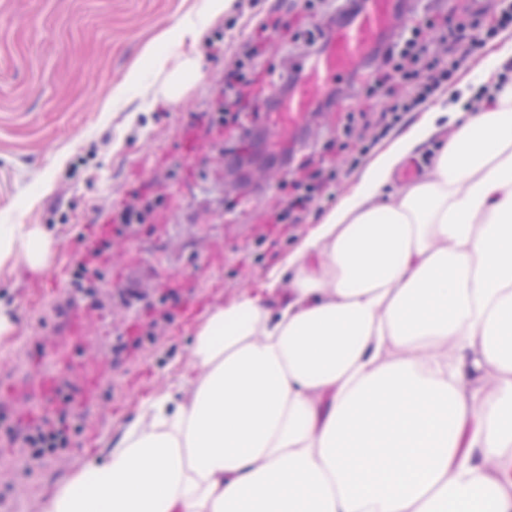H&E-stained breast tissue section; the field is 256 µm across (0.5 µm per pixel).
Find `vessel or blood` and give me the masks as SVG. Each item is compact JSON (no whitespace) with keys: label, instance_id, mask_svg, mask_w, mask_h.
Wrapping results in <instances>:
<instances>
[{"label":"vessel or blood","instance_id":"vessel-or-blood-1","mask_svg":"<svg viewBox=\"0 0 512 512\" xmlns=\"http://www.w3.org/2000/svg\"><path fill=\"white\" fill-rule=\"evenodd\" d=\"M406 7L407 0H361L354 12L327 31L324 49L303 60V79L286 92L274 88L275 112L285 114L292 129H299L325 91L389 36L396 17Z\"/></svg>","mask_w":512,"mask_h":512}]
</instances>
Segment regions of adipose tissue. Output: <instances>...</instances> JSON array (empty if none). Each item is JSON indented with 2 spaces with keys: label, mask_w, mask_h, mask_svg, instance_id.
<instances>
[{
  "label": "adipose tissue",
  "mask_w": 512,
  "mask_h": 512,
  "mask_svg": "<svg viewBox=\"0 0 512 512\" xmlns=\"http://www.w3.org/2000/svg\"><path fill=\"white\" fill-rule=\"evenodd\" d=\"M235 0H206L159 95ZM480 112L427 113L281 265L194 328L191 366L42 512H512V82ZM455 131L403 188L398 167ZM38 224L0 225V266L45 268Z\"/></svg>",
  "instance_id": "adipose-tissue-1"
}]
</instances>
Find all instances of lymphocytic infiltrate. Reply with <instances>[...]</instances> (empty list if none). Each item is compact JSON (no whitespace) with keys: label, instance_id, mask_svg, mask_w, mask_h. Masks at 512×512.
<instances>
[{"label":"lymphocytic infiltrate","instance_id":"lymphocytic-infiltrate-1","mask_svg":"<svg viewBox=\"0 0 512 512\" xmlns=\"http://www.w3.org/2000/svg\"><path fill=\"white\" fill-rule=\"evenodd\" d=\"M281 19L273 18L260 27L261 40L245 41L235 62L224 69V90L212 106L202 113L199 123L206 130L235 124L240 112L247 108V72L267 45L266 39L277 34ZM512 28V0H473L470 14L450 20L442 14L429 15L425 26L402 29L389 43L378 49L367 70L359 78L328 90V98L356 95L371 99L379 94L402 89L394 103L378 112L372 122H365L363 113L352 112L343 127L346 138L360 143L369 151L375 139L385 136L409 112L419 110L447 88L456 72L474 57L484 44L500 31ZM134 204L113 210L112 231L116 234L133 232L144 223L159 204V197L144 190L134 191ZM69 397L58 400L55 415L19 422L10 427V442L28 448L33 457H41L67 444L77 427L70 418Z\"/></svg>","mask_w":512,"mask_h":512}]
</instances>
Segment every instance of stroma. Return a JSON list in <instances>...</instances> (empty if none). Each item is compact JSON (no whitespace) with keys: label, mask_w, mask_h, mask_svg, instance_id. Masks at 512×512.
I'll use <instances>...</instances> for the list:
<instances>
[{"label":"stroma","mask_w":512,"mask_h":512,"mask_svg":"<svg viewBox=\"0 0 512 512\" xmlns=\"http://www.w3.org/2000/svg\"><path fill=\"white\" fill-rule=\"evenodd\" d=\"M205 0H0V225L39 224L49 233V265L24 261L0 269V305L16 329L0 342V430L39 407L43 384L75 385L70 411L82 429L33 468L0 466V512H39L55 481L92 461L156 389L176 382L189 359L196 321L276 268L309 224L334 208L376 156L399 136L379 139L359 164L336 134L364 101L336 99L311 113L300 138L274 144L261 113L246 111L249 137L200 136L196 158L183 140L215 98L238 45L269 15L292 29H316L319 17L299 0H236L196 49L203 77L173 106L153 95L161 82L145 65L140 86L114 97L148 45L173 56L174 33ZM512 64V30L489 41L440 93L438 107L457 112L481 83L493 56ZM297 62L275 38L251 87H263ZM280 146L287 169L270 158ZM337 172L300 223L275 224L284 185L311 166ZM154 183L162 201L127 237L112 235L107 216L131 189ZM107 242L110 262L86 292L71 286L93 239ZM178 293L163 298L164 284ZM120 288L140 292L123 305Z\"/></svg>","instance_id":"35a3bbf8"}]
</instances>
